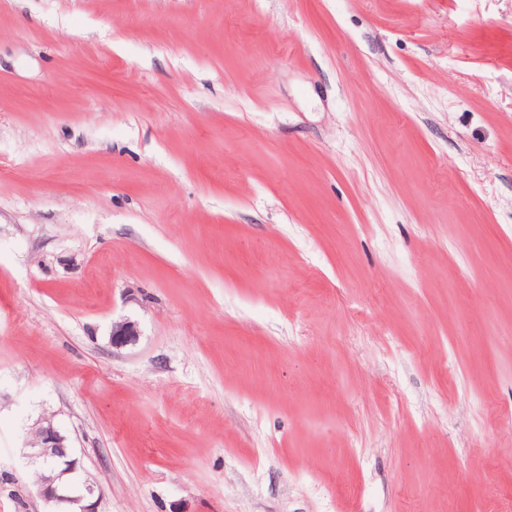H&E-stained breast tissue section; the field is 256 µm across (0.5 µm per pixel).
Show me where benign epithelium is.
Listing matches in <instances>:
<instances>
[{"label":"benign epithelium","mask_w":512,"mask_h":512,"mask_svg":"<svg viewBox=\"0 0 512 512\" xmlns=\"http://www.w3.org/2000/svg\"><path fill=\"white\" fill-rule=\"evenodd\" d=\"M112 346L122 347L137 340V324L130 320L112 323ZM22 455L31 465L46 470L37 481L38 493L51 512H99L101 492L97 485L82 477L83 468L75 457L67 437L49 419L35 426L34 439L25 443Z\"/></svg>","instance_id":"obj_1"}]
</instances>
